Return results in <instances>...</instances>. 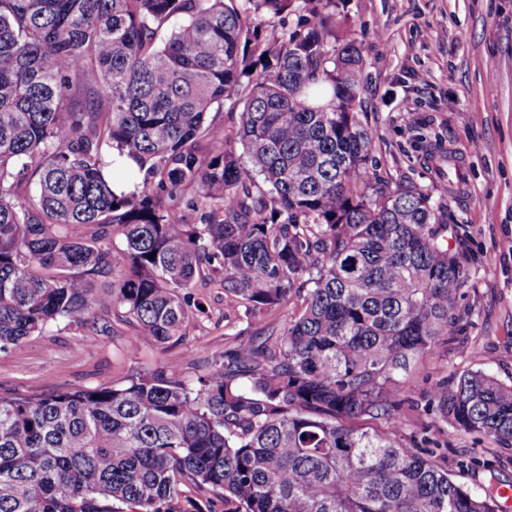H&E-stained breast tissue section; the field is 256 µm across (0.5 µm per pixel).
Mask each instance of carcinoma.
Instances as JSON below:
<instances>
[{
	"instance_id": "carcinoma-1",
	"label": "carcinoma",
	"mask_w": 512,
	"mask_h": 512,
	"mask_svg": "<svg viewBox=\"0 0 512 512\" xmlns=\"http://www.w3.org/2000/svg\"><path fill=\"white\" fill-rule=\"evenodd\" d=\"M336 7L0 0V353L61 323L96 336L110 309L129 348L177 344L204 270L248 308L305 293L194 382L0 395V512H189L188 485L232 512H499L495 485L395 435L397 388L459 336L468 271L430 193L365 192L363 56L330 45ZM226 100L236 148L206 125ZM426 408L512 447V382L466 369Z\"/></svg>"
}]
</instances>
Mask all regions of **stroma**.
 <instances>
[{
    "label": "stroma",
    "instance_id": "obj_1",
    "mask_svg": "<svg viewBox=\"0 0 512 512\" xmlns=\"http://www.w3.org/2000/svg\"><path fill=\"white\" fill-rule=\"evenodd\" d=\"M337 34L362 46L369 172L387 188L415 186L447 207L469 273L456 303L463 332L399 391L397 436L428 441L441 465L471 488L512 487V447L461 432L425 407L427 391L463 369L512 380V0H346ZM441 156L461 165V186H444L434 165ZM191 293L202 310L176 347L128 350L132 326L104 313L99 320L110 333L66 327L0 354V393L120 386L171 365L193 379L237 341L284 328L301 307L294 297L248 309L209 278Z\"/></svg>",
    "mask_w": 512,
    "mask_h": 512
}]
</instances>
